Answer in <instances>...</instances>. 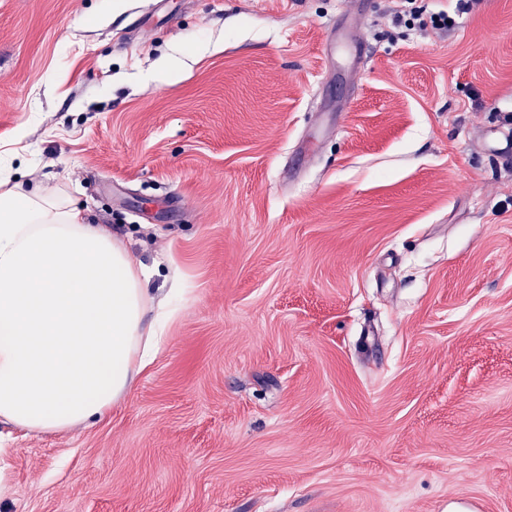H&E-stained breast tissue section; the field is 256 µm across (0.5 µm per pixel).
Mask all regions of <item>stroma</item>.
<instances>
[{
	"mask_svg": "<svg viewBox=\"0 0 512 512\" xmlns=\"http://www.w3.org/2000/svg\"><path fill=\"white\" fill-rule=\"evenodd\" d=\"M456 5L0 0V172L187 290L99 423H0V512H512V0Z\"/></svg>",
	"mask_w": 512,
	"mask_h": 512,
	"instance_id": "1",
	"label": "stroma"
}]
</instances>
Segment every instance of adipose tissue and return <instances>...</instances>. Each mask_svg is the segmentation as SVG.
<instances>
[{"label": "adipose tissue", "instance_id": "1", "mask_svg": "<svg viewBox=\"0 0 512 512\" xmlns=\"http://www.w3.org/2000/svg\"><path fill=\"white\" fill-rule=\"evenodd\" d=\"M65 188L0 182V420L67 432L101 421L152 362L174 318L172 281Z\"/></svg>", "mask_w": 512, "mask_h": 512}]
</instances>
